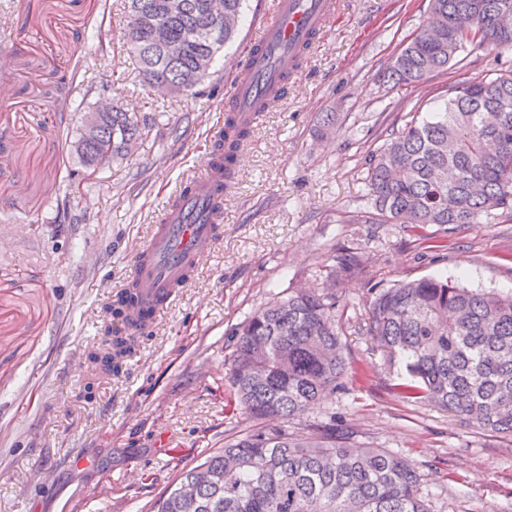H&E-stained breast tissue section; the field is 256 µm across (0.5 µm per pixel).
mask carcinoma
Segmentation results:
<instances>
[{
    "label": "carcinoma",
    "instance_id": "obj_1",
    "mask_svg": "<svg viewBox=\"0 0 512 512\" xmlns=\"http://www.w3.org/2000/svg\"><path fill=\"white\" fill-rule=\"evenodd\" d=\"M128 0L126 44L147 83L191 90L202 67L237 27L210 16L207 0ZM512 0H432L437 25L421 30L389 67L398 85L424 81L459 63L471 33L492 50L512 49V25L501 22ZM181 44L171 59L164 44ZM444 108L412 121L371 156L373 211L352 223L474 224L492 209L512 207V73L451 89ZM252 127L224 113V164ZM137 116L101 115L96 135H80L85 168L106 165L141 136ZM386 361L404 365L392 390L407 401L446 407L491 432L512 437V294L465 288L439 278L402 281L376 292L362 324ZM335 290L297 289L257 309L243 323L231 360L237 409L259 430L245 432L181 472L151 512H434L423 475L407 457L361 446L336 423L313 424L312 437L288 433L326 394L342 388L346 362ZM133 340L112 336L88 357L105 374L119 371ZM283 425L265 428L267 420ZM195 484V499L176 494Z\"/></svg>",
    "mask_w": 512,
    "mask_h": 512
}]
</instances>
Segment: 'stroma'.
<instances>
[{
  "label": "stroma",
  "instance_id": "stroma-1",
  "mask_svg": "<svg viewBox=\"0 0 512 512\" xmlns=\"http://www.w3.org/2000/svg\"><path fill=\"white\" fill-rule=\"evenodd\" d=\"M271 2L245 0L236 37L185 95L148 87L123 45L126 0H0V512H150L179 471L247 426L229 380L242 323L275 297L330 282L345 388L289 432L307 437L335 416L357 443L410 458L434 512H512V438L401 399L398 367L359 329L374 292L400 281L512 291V217L417 235L348 221L370 208L368 160L391 133L453 86L512 68V50L470 46L424 83L394 85L388 67L431 0H341L242 147L223 237L119 373H89V352L119 329L107 307L155 217L210 157L241 48ZM103 103L145 126L87 181L74 143ZM329 112L332 132L317 138ZM340 254L363 270L333 269Z\"/></svg>",
  "mask_w": 512,
  "mask_h": 512
}]
</instances>
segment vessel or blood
I'll return each instance as SVG.
<instances>
[{"label":"vessel or blood","mask_w":512,"mask_h":512,"mask_svg":"<svg viewBox=\"0 0 512 512\" xmlns=\"http://www.w3.org/2000/svg\"><path fill=\"white\" fill-rule=\"evenodd\" d=\"M335 12L336 0H274L270 18L254 38L259 50L246 53L228 96L242 122L262 120L273 95L286 87L284 73L298 72L297 50L312 45ZM227 187L223 171L208 163L192 171L183 190L163 208L129 277L153 320L166 314L219 236Z\"/></svg>","instance_id":"obj_1"}]
</instances>
